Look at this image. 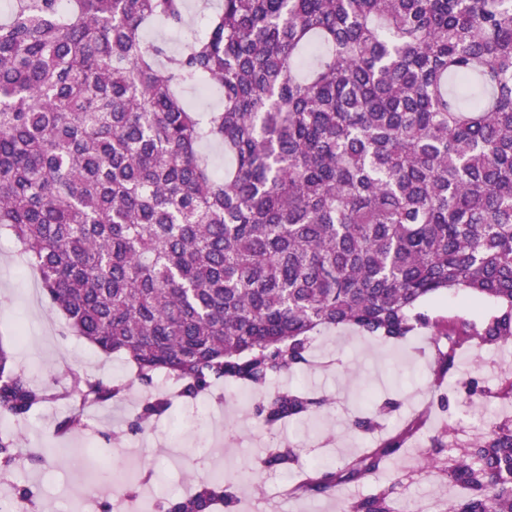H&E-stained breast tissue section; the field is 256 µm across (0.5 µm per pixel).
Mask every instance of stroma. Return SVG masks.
I'll use <instances>...</instances> for the list:
<instances>
[{"label": "stroma", "instance_id": "stroma-1", "mask_svg": "<svg viewBox=\"0 0 512 512\" xmlns=\"http://www.w3.org/2000/svg\"><path fill=\"white\" fill-rule=\"evenodd\" d=\"M423 307L431 316L479 320L490 306L463 293L430 299ZM0 344L6 345L16 371L34 385L63 389L71 372L106 383L125 382L133 369L123 356L102 354L76 336L67 320L49 309L35 271L13 237L0 230ZM434 345L427 334L393 346L349 328L317 335L311 342L310 363L302 371L271 380L270 389L301 387L327 395L331 403L318 416L264 426L256 400L244 401L238 389L212 385L197 400L177 397L169 413L156 418L147 432L136 427L141 400L150 394L166 395L163 378L148 387L135 386L123 400L90 406L79 432H62L58 426L72 405L67 399L43 403L29 418L0 417V433L19 438L24 459L12 471V484L35 493L38 512H68L74 490H81L95 505L109 500V488L78 478L74 452L87 463H104L122 470L124 449L140 455L143 465L137 480L127 484L129 495L157 492L158 502L182 496L193 489L189 472L208 476L210 471L235 468L251 473L247 487L238 490L233 512H344L347 504L372 493L376 481L346 483L332 495L286 493L291 479L285 473L264 469L261 458L271 448L301 449L304 459L344 466L381 440L401 432L415 415L449 395L446 415L431 416L388 465L389 473L418 469L424 462L429 435L443 422L455 423L459 439L478 432L487 416L512 417V400L502 397L468 398L462 380L497 387L503 373L512 372V345L487 350L477 346L455 351V366L439 376L433 363ZM400 401L398 410L383 417L374 434L360 435L349 424L359 411L376 410L385 399ZM441 472L408 483L394 500V512H440L456 497Z\"/></svg>", "mask_w": 512, "mask_h": 512}]
</instances>
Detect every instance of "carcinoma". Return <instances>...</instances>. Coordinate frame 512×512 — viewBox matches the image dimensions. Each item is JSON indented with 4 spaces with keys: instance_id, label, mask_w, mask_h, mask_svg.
<instances>
[{
    "instance_id": "cac0c4a2",
    "label": "carcinoma",
    "mask_w": 512,
    "mask_h": 512,
    "mask_svg": "<svg viewBox=\"0 0 512 512\" xmlns=\"http://www.w3.org/2000/svg\"><path fill=\"white\" fill-rule=\"evenodd\" d=\"M186 0H17L0 23V228L38 274L50 309L148 382L195 397L218 381L263 393L264 425L322 411L304 389L266 392L309 363L313 336L348 327L389 344L512 341V0H218L176 53L144 32L181 30ZM207 83L221 105L188 108ZM223 146L217 175L200 150ZM462 292L497 309L432 318L424 301ZM131 384L76 374L106 403ZM48 398L0 344V414ZM399 407L357 415L371 434ZM171 403L147 398L139 421ZM448 449L434 468L458 496L444 512H512V419ZM17 439L0 435V469ZM392 437L339 469L298 468L329 494L387 467ZM392 475L346 512H393ZM248 481L201 478L163 512H213Z\"/></svg>"
}]
</instances>
